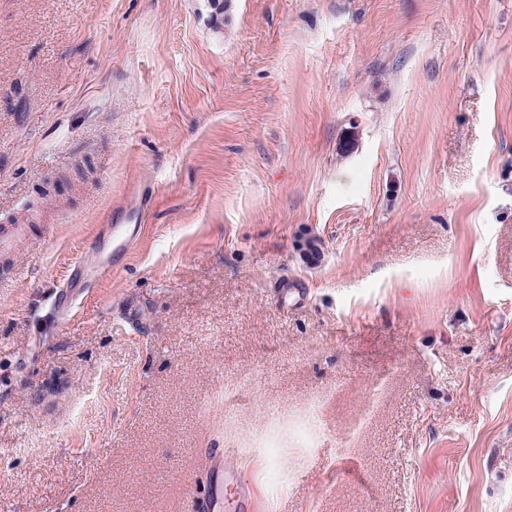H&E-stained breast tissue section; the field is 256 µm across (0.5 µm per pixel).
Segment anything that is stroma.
Returning <instances> with one entry per match:
<instances>
[{"mask_svg": "<svg viewBox=\"0 0 512 512\" xmlns=\"http://www.w3.org/2000/svg\"><path fill=\"white\" fill-rule=\"evenodd\" d=\"M212 14L0 0V512H512V0ZM133 202L126 208V213H131L130 222L135 224H113L110 226L112 232V245L116 250H126L130 243L137 237L142 218L153 204L154 188L147 181L139 182L133 189ZM140 219V221H139ZM133 226V227H131ZM211 464L214 474L211 490L205 498H193L196 512H223L224 508L233 512H245L249 502L248 489L239 473L224 470V456H215Z\"/></svg>", "mask_w": 512, "mask_h": 512, "instance_id": "obj_1", "label": "stroma"}]
</instances>
